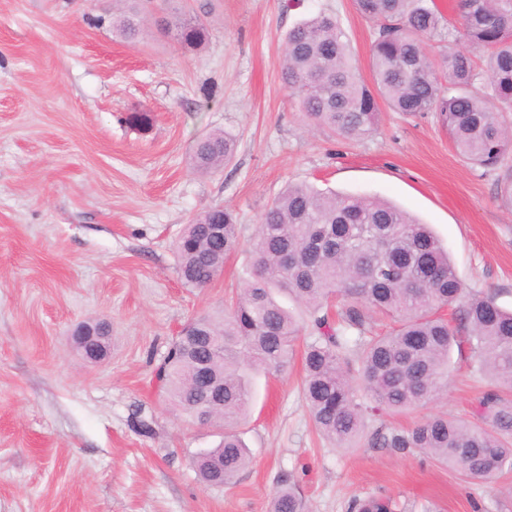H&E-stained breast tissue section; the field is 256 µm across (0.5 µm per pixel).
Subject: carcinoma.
<instances>
[{
	"instance_id": "obj_1",
	"label": "carcinoma",
	"mask_w": 512,
	"mask_h": 512,
	"mask_svg": "<svg viewBox=\"0 0 512 512\" xmlns=\"http://www.w3.org/2000/svg\"><path fill=\"white\" fill-rule=\"evenodd\" d=\"M112 29L127 42L141 35L147 0H118ZM376 23L372 83L362 79L336 18L318 12L285 40L282 76L310 122L360 138L377 130L380 104L407 115L436 113L456 151L470 164L503 170L502 201L512 207V0H456L455 23L436 0H354ZM162 30L192 51L206 25L166 13ZM444 43L439 60L424 40ZM483 53L478 65L470 51ZM235 136L214 131L191 147L194 170L229 165ZM240 247L237 216L221 205L193 214L176 243L177 272L205 288ZM244 285L224 311L188 321L157 369L169 403L196 424H224L220 444L193 458L203 483L224 486L250 463L234 428L253 398V377L288 365L304 330L301 388L317 431L350 447L373 428L375 444L417 450L467 479L492 481L512 468V311L469 292L448 249L427 224L396 204L290 184L273 198L248 243ZM304 307L305 322L284 300ZM455 308L454 321L444 309ZM465 338L473 369L488 380L476 413H446L387 431L384 413H401L448 388L451 347ZM211 381L203 400L194 379ZM270 512H308L292 473L283 472ZM351 512H397L395 501L366 496Z\"/></svg>"
}]
</instances>
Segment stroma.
Returning <instances> with one entry per match:
<instances>
[{
    "label": "stroma",
    "mask_w": 512,
    "mask_h": 512,
    "mask_svg": "<svg viewBox=\"0 0 512 512\" xmlns=\"http://www.w3.org/2000/svg\"><path fill=\"white\" fill-rule=\"evenodd\" d=\"M177 6L206 23L202 50L151 22L124 42L113 0H0V512H268L284 471L311 512H349L368 495L401 512H512V471L466 481L367 438L333 447L310 418L296 359L254 379L237 428L249 467L223 487L199 480L192 459L224 429L176 415L155 370L188 320L223 308L246 254L209 287L184 285L174 242L194 213L234 210L246 243L290 182L385 199L434 227L468 291L512 310V209L498 171L465 162L434 113L383 111L359 140L309 131L282 81L285 36L332 14L371 79L374 26L354 0ZM214 130L237 136L235 158L194 172L190 149ZM96 321L111 333L101 362L69 340ZM484 389L469 350L455 349L442 399L382 421L390 431L439 412L466 418Z\"/></svg>",
    "instance_id": "1"
}]
</instances>
